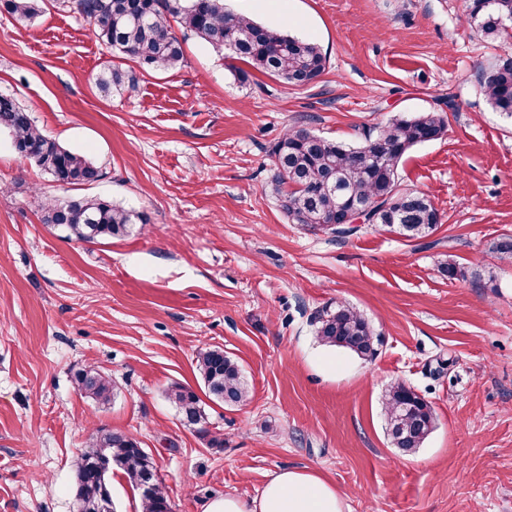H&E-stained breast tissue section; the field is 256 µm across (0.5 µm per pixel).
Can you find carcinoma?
<instances>
[{"mask_svg": "<svg viewBox=\"0 0 512 512\" xmlns=\"http://www.w3.org/2000/svg\"><path fill=\"white\" fill-rule=\"evenodd\" d=\"M45 1L85 20L92 35L112 51V56L134 61L146 70L169 71L183 62L175 23L197 34L216 52L227 51L291 87L310 85L326 70V56L315 42L232 12L224 7V0H0V13L21 23L32 22L43 12ZM467 19L485 38L507 36L512 30V0H469ZM97 83L106 91L130 96L137 91L139 79L134 71L110 61L97 75ZM481 84L488 104L512 118V66L496 62L482 71ZM2 129L12 135L22 157L61 185L82 186L101 177L97 166L44 135L13 96L1 93ZM447 133L448 121L437 112L398 116L376 133L367 134L363 142L350 146L305 127L293 128L273 147L275 172L270 188L296 224L345 234L347 229L339 224L344 211L365 204L369 208L366 223L411 240L424 238L437 229L440 215L432 201L418 192L413 202L397 205L398 199L409 193L400 187L398 166L409 149ZM42 222L62 224L78 239L92 242L121 236L130 225L144 223V218L97 196H76L48 202ZM316 336L327 347L359 357L375 353L370 323L345 304L320 313ZM195 363L210 400L227 406L249 400V388L238 364L223 349H202ZM76 384L99 404L109 403L114 396V382L96 369L77 372ZM167 397L181 417L199 426L210 446L223 447L224 440L205 427L203 401L192 388L175 384ZM383 407L391 443L404 454L419 448L434 427L429 402L404 383L390 386ZM103 458L112 459L136 490L146 476L157 472L136 438L122 432H98L89 438L73 464L76 495L84 512H96L98 494L110 488L108 479L98 474ZM141 507L142 512H171L160 482H155L152 494L141 496Z\"/></svg>", "mask_w": 512, "mask_h": 512, "instance_id": "cac0c4a2", "label": "carcinoma"}]
</instances>
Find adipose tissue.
<instances>
[{
  "label": "adipose tissue",
  "instance_id": "adipose-tissue-1",
  "mask_svg": "<svg viewBox=\"0 0 512 512\" xmlns=\"http://www.w3.org/2000/svg\"><path fill=\"white\" fill-rule=\"evenodd\" d=\"M203 512H345V505L329 480L304 468L277 472L251 501L227 495L206 503Z\"/></svg>",
  "mask_w": 512,
  "mask_h": 512
}]
</instances>
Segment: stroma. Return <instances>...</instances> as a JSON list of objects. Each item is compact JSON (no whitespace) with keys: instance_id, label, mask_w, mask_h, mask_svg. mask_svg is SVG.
Wrapping results in <instances>:
<instances>
[{"instance_id":"stroma-1","label":"stroma","mask_w":512,"mask_h":512,"mask_svg":"<svg viewBox=\"0 0 512 512\" xmlns=\"http://www.w3.org/2000/svg\"><path fill=\"white\" fill-rule=\"evenodd\" d=\"M225 4L313 39L325 73L304 88L257 71L242 83L188 33L180 67L137 71L135 93L109 96L95 77L112 55L86 21L0 14V93L100 168L89 194L147 218L95 243L42 223L65 192L0 133V512H76L72 462L99 429L139 441L173 512L252 500L287 468L320 472L345 512H512V262L491 249L512 235V120L479 79L512 39L477 34L468 0ZM430 111L447 136L398 168L440 214L428 237L313 230L268 189L289 128L354 144ZM447 260L463 277L442 275ZM339 302L371 324L374 356L318 342L315 317ZM213 346L250 391L241 406L205 401L220 448L166 397L176 383L203 392L195 358ZM88 367L114 381L110 403L78 389ZM398 381L436 417L408 455L382 410Z\"/></svg>"}]
</instances>
